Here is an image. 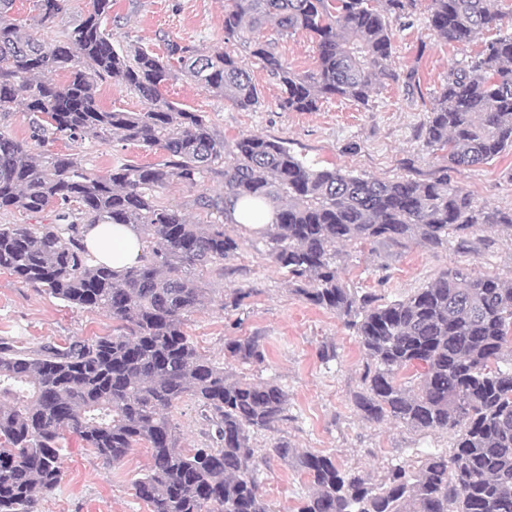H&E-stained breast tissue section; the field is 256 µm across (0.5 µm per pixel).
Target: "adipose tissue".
I'll use <instances>...</instances> for the list:
<instances>
[{
	"instance_id": "adipose-tissue-1",
	"label": "adipose tissue",
	"mask_w": 512,
	"mask_h": 512,
	"mask_svg": "<svg viewBox=\"0 0 512 512\" xmlns=\"http://www.w3.org/2000/svg\"><path fill=\"white\" fill-rule=\"evenodd\" d=\"M84 244L96 262L121 269L138 263L141 235L127 224H92L84 228Z\"/></svg>"
}]
</instances>
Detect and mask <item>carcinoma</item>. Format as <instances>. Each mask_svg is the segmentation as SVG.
<instances>
[{"instance_id": "carcinoma-1", "label": "carcinoma", "mask_w": 512, "mask_h": 512, "mask_svg": "<svg viewBox=\"0 0 512 512\" xmlns=\"http://www.w3.org/2000/svg\"><path fill=\"white\" fill-rule=\"evenodd\" d=\"M67 2L37 0L33 25L54 28ZM416 2L227 0L224 43L248 50L280 81L285 112H314L336 96L365 103L377 81L400 78L391 64L392 17ZM492 2L428 0L430 25L448 42L470 43L502 21ZM14 3L0 0V115L22 106L31 134L0 132V210L40 214L52 206L55 223L0 224V270L71 308L103 311L115 326L108 336L33 350L0 338V512H36L40 496L58 486L67 432L106 464L146 448L149 465L135 491L150 512H270L259 461L288 459L294 448L284 439L263 448L258 437L289 420L288 394L274 380L234 375L184 330L187 317L212 302L203 272L240 248L226 223L241 199L273 208L275 221L259 239L293 291L336 313L357 337L365 363L354 406L375 422L454 438L451 453L391 464L377 483L328 455H294L311 487L298 512H512V280L456 266L386 302L348 285L337 264L347 244L436 250L452 242L464 253L477 227L512 233V210L477 206L448 175L512 149V33L451 70L432 104L421 136L426 148L447 152L448 165L430 180L384 181L317 168L267 136L229 145L204 115L163 96L179 72L243 110L257 107L261 91L233 50L204 54L168 41L164 58L139 46L118 51L101 24L112 0H91L64 40L45 43L5 20ZM270 22L283 35L314 34L316 70L297 72L272 43L251 38ZM59 71L69 72L64 85L50 79ZM108 79L146 110L101 108L97 86ZM58 134L73 143L116 136L157 147L166 159L98 173L76 153L44 148ZM209 181L224 191L190 202L214 217L206 224L156 200L155 191L174 182L193 189ZM83 224L139 228L148 255L121 270L91 264ZM224 355L260 365L264 337L229 338ZM186 398L209 425L197 448L182 444L171 419Z\"/></svg>"}]
</instances>
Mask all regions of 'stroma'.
Returning <instances> with one entry per match:
<instances>
[{
    "label": "stroma",
    "mask_w": 512,
    "mask_h": 512,
    "mask_svg": "<svg viewBox=\"0 0 512 512\" xmlns=\"http://www.w3.org/2000/svg\"><path fill=\"white\" fill-rule=\"evenodd\" d=\"M224 4L225 0H114L103 27L117 48L136 44L161 55L170 40L211 53L225 48ZM392 26L393 66L401 73L414 71L415 80L409 85L401 80L377 82L365 104L332 97L322 100L314 112L282 111L279 81L247 54L242 60L262 93L255 109H239L183 76L169 81L163 95L183 109L202 113L229 142L243 135H263L285 141L291 151L318 167L336 166L389 181L428 180L437 176L445 160L424 147L419 130L435 96L447 85L449 71L466 66L494 34L486 32L468 44L445 41L430 26L424 0H419L412 17L393 21ZM258 38L274 43L297 71H311L318 64L315 41L308 33L282 37L270 25ZM50 148L79 154L87 168L100 172L121 163H158L164 158L159 149L115 138L77 145L62 137ZM452 177L477 206L512 210V150L487 163L458 168ZM251 241V236H242L238 253L207 273L213 301L188 317L185 331L203 354L226 363L230 372L275 380L287 392L290 420L279 434L262 436V444L286 439L298 451L322 452L372 481L388 463L411 458L416 450L451 448L450 435L424 436L397 422L368 421L357 412L352 395L361 387L364 359L356 336L335 313L295 294L285 271ZM338 264L351 287L393 301L458 265L512 279V237L476 230L465 254L453 246L431 251L413 243L349 245ZM232 288L251 289L252 295L240 309L227 311L222 304ZM111 332L112 320L105 313L67 307L0 271V338L35 349ZM253 334L264 339L263 364L225 361L226 339ZM326 344L335 345L337 353L336 361L327 365L319 358ZM65 454L63 477L40 498L38 512H149L134 489L148 464L145 448H135L122 464L112 466L94 459L86 443L70 433ZM259 482L272 512H296L309 492L306 477L292 462L277 457L261 464Z\"/></svg>",
    "instance_id": "obj_1"
}]
</instances>
